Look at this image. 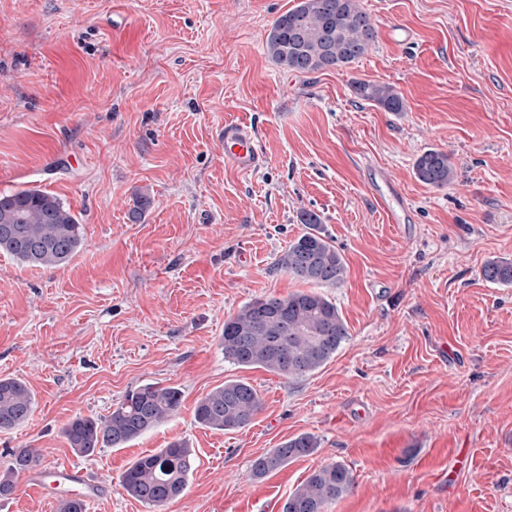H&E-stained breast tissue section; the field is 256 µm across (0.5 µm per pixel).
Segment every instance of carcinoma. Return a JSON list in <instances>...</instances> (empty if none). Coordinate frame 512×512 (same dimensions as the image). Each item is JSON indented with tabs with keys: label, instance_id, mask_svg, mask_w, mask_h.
<instances>
[{
	"label": "carcinoma",
	"instance_id": "cac0c4a2",
	"mask_svg": "<svg viewBox=\"0 0 512 512\" xmlns=\"http://www.w3.org/2000/svg\"><path fill=\"white\" fill-rule=\"evenodd\" d=\"M372 17L360 0H299L279 16L270 30L266 49L287 71L319 72L346 67L359 60L375 41ZM354 93L388 112L404 111V101L391 84L357 81ZM417 179L444 188L455 179L448 153L428 149L414 163ZM307 230L277 259L276 265L294 278L312 285L337 286L347 274L342 254L318 230L320 217L300 214ZM83 241L81 224L55 196L38 189H21L0 195V252L35 266L67 263ZM481 275L487 282L512 284V260H487ZM349 336L336 304L322 294L296 291L286 297H258L224 322V360L241 368H263L290 379L305 377L325 365ZM182 392L149 383L127 391L106 417L76 416L62 433L70 448L91 457L101 448H122L157 428L180 409ZM35 400L20 379H0V429L25 422ZM262 401L257 390L242 380H228L198 401L195 420L220 431L250 425ZM318 448L311 434H300L251 463L252 476L262 478L289 461L309 456ZM39 460L34 448H19L0 475V498L15 491L13 476ZM191 450L176 441L158 452L143 454L123 473L121 486L131 497L160 507L180 496L193 472ZM352 471L342 463L314 470L282 506V512H324L327 504L348 493Z\"/></svg>",
	"mask_w": 512,
	"mask_h": 512
}]
</instances>
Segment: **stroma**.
<instances>
[{"instance_id":"stroma-1","label":"stroma","mask_w":512,"mask_h":512,"mask_svg":"<svg viewBox=\"0 0 512 512\" xmlns=\"http://www.w3.org/2000/svg\"><path fill=\"white\" fill-rule=\"evenodd\" d=\"M298 0H0V194L44 190L83 230L66 264L0 253V378L35 398L0 431V473L19 448L44 466L92 470L86 512H153L120 478L181 441L195 470L165 512H282L315 469L355 484L325 512H512V285L481 276L512 259V0H362L377 36L353 64L289 72L266 50ZM356 81L389 83L387 112ZM255 133L266 162L224 163V123ZM447 152L454 182L418 181L416 157ZM407 206L388 220L372 183ZM150 197L140 220L136 195ZM319 215L347 265L322 288L349 335L289 379L224 359V322L305 283L276 261ZM263 407L237 431L198 424L224 381ZM155 383L179 412L86 458L62 435ZM303 433L312 455L256 479L257 456ZM353 91L359 98L372 102L388 112L404 111L403 98L391 84L356 81Z\"/></svg>"}]
</instances>
